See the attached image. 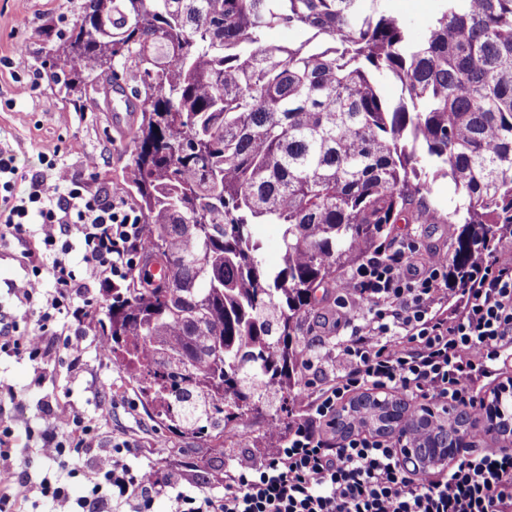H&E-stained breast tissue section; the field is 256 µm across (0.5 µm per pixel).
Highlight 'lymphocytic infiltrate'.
Here are the masks:
<instances>
[{"instance_id":"1","label":"lymphocytic infiltrate","mask_w":512,"mask_h":512,"mask_svg":"<svg viewBox=\"0 0 512 512\" xmlns=\"http://www.w3.org/2000/svg\"><path fill=\"white\" fill-rule=\"evenodd\" d=\"M42 163L20 179L12 150L0 148V238L33 240L46 257L15 294L35 305V328L0 307V355L40 364L41 383L52 375L50 362L72 370L85 364L82 336L99 303L94 289L128 281L147 237L121 188L93 189L53 156ZM451 285L463 298L452 319L442 305ZM337 288L336 325L349 334L335 379L304 392L307 412L273 442L264 463L225 468L222 493L187 489L134 465L133 440L100 448L91 418L58 401L35 427L0 416V512H23L33 499L47 512H112L118 501L154 512L162 494L172 512H512V449L485 447L484 432H470L473 452L429 478L402 464L395 438L333 431L346 403L374 391L413 409L427 400L480 417L485 380L503 376L512 385V252L478 255L463 284L447 251L401 238L381 245ZM32 445L55 472L34 476L39 460L17 458V449ZM88 448L98 451L92 467L70 466ZM77 478L86 491L75 498Z\"/></svg>"}]
</instances>
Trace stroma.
Returning a JSON list of instances; mask_svg holds the SVG:
<instances>
[{
  "label": "stroma",
  "mask_w": 512,
  "mask_h": 512,
  "mask_svg": "<svg viewBox=\"0 0 512 512\" xmlns=\"http://www.w3.org/2000/svg\"><path fill=\"white\" fill-rule=\"evenodd\" d=\"M74 3L75 0H0V144L13 150L23 173L39 170L40 156L54 153L59 162L80 175L85 157L96 156L98 166L91 179L96 186L109 187L120 184L123 178L131 144V135L126 131L130 112L111 115L102 109L94 91L89 92L82 106H73L49 75L23 99L15 97L19 82L27 80L32 70L51 66V46L70 26ZM42 260V253L28 243H0V304L15 308L19 316L31 317V310L15 307L8 291L24 287L30 269ZM317 294L320 301L303 319L298 341L305 355L315 358L313 367L303 372L304 381L321 386L336 375L344 334L334 326L335 291L321 288ZM105 311V306H98L85 327L90 353L79 373L57 365L52 380L40 388L33 384L35 365L0 358V381L15 386L23 400L13 410L16 418L38 420L41 398L55 395L97 418L105 438H133L139 464L175 475L183 485L220 491L224 488L225 467L263 462L273 439L286 438L294 417L304 413L303 400L294 395L286 407L274 403L229 421L220 441L170 433L139 390H130L123 396L108 391V384L123 371L111 355L98 349L104 339L100 324ZM101 400L107 401V412H98L97 403ZM219 444L224 447L220 454L215 451Z\"/></svg>",
  "instance_id": "35a3bbf8"
}]
</instances>
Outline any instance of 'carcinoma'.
I'll return each mask as SVG.
<instances>
[{
	"label": "carcinoma",
	"mask_w": 512,
	"mask_h": 512,
	"mask_svg": "<svg viewBox=\"0 0 512 512\" xmlns=\"http://www.w3.org/2000/svg\"><path fill=\"white\" fill-rule=\"evenodd\" d=\"M390 0H81L51 48L74 102L102 77L139 101L123 189L167 259L112 288L107 343L128 379L172 399L168 427L220 435L300 385L292 336L322 285L424 224L431 185L457 196L453 266L512 236V0H439L420 38ZM277 28L310 32L268 42ZM400 85L395 101L381 81ZM282 229V261L255 225ZM409 424L435 448L462 416L404 417L395 398L352 402L336 434Z\"/></svg>",
	"instance_id": "1"
}]
</instances>
